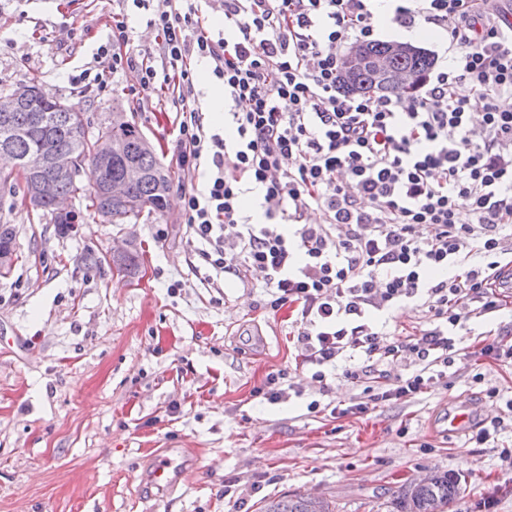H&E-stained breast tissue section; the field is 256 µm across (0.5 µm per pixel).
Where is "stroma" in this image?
I'll return each instance as SVG.
<instances>
[{
    "label": "stroma",
    "mask_w": 512,
    "mask_h": 512,
    "mask_svg": "<svg viewBox=\"0 0 512 512\" xmlns=\"http://www.w3.org/2000/svg\"><path fill=\"white\" fill-rule=\"evenodd\" d=\"M123 0H0V88L29 83L84 112L89 137L124 113L173 184L162 215L123 224L89 216L60 235L49 217L0 197L18 258L0 277V512H260L284 493L327 498L336 512H378L400 487L434 471L461 474L452 512H512V425L494 441L448 431L447 415L512 416V364L480 355L512 345V303L470 320L456 338L448 385L365 413L341 370L303 367L292 305L270 311L261 276L204 281L186 242L176 114L165 96L74 82L94 67ZM139 264L122 274L113 256ZM296 394L270 403L271 373ZM194 454L170 491L139 496L150 449Z\"/></svg>",
    "instance_id": "35a3bbf8"
}]
</instances>
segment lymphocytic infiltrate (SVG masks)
<instances>
[{"label":"lymphocytic infiltrate","instance_id":"1","mask_svg":"<svg viewBox=\"0 0 512 512\" xmlns=\"http://www.w3.org/2000/svg\"><path fill=\"white\" fill-rule=\"evenodd\" d=\"M157 30L159 65L134 52L129 16L112 17L92 85L137 71V99L170 91L181 112L178 162L203 186L182 194L186 231L215 274L260 272L271 310L292 304L304 361L323 369L364 364L344 378L364 386L355 409L408 400L447 385L456 328L500 310L512 288V27L497 0H410L396 6L444 30L452 67L426 75L412 94L345 95L342 49L372 41L381 0H223L224 30L206 29L203 0H131ZM208 63L231 112L233 143L208 128L192 97L195 62ZM261 188L265 223L242 218L244 184ZM467 208L470 222L459 219ZM322 215L305 223L308 211ZM478 263L465 264L463 251ZM421 301L428 328L387 340L375 313ZM414 371L374 381L373 364Z\"/></svg>","mask_w":512,"mask_h":512}]
</instances>
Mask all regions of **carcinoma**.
<instances>
[{"instance_id": "1", "label": "carcinoma", "mask_w": 512, "mask_h": 512, "mask_svg": "<svg viewBox=\"0 0 512 512\" xmlns=\"http://www.w3.org/2000/svg\"><path fill=\"white\" fill-rule=\"evenodd\" d=\"M433 64L434 59L424 50L395 61L396 69L413 73V89ZM340 87L351 94L402 93L395 87L373 88L366 72L350 80L340 79ZM15 95L19 99L14 111L0 112V148H8L20 159L44 153L87 158L89 175L85 186L80 176L61 175L51 168L44 169L41 176L55 179L58 190L64 194L88 199L87 208L93 215L110 224H122L144 210L149 214L164 212L172 187L170 171L134 124L128 121L112 124L110 133L121 141L122 156L112 159L110 165L101 164L91 154L80 111L74 106L43 97L33 83L19 89L0 90V98ZM124 158L137 162L144 176L129 187L124 200L111 201L105 195V188L110 179L118 176ZM458 491L456 474L436 473L404 486L391 502V512H450ZM262 512H335V507L319 497L284 495L269 501Z\"/></svg>"}]
</instances>
